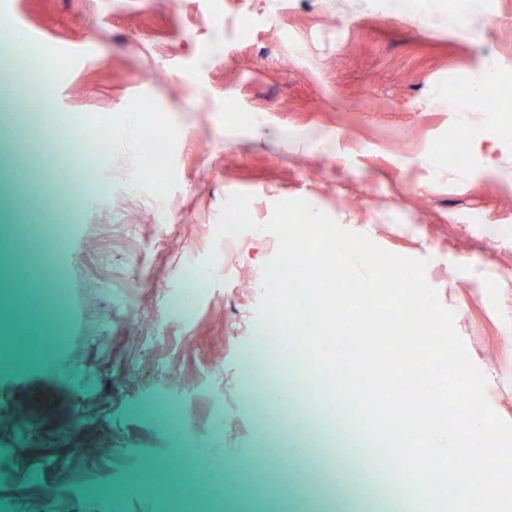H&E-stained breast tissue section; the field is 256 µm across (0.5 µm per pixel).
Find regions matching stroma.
Here are the masks:
<instances>
[{"mask_svg":"<svg viewBox=\"0 0 512 512\" xmlns=\"http://www.w3.org/2000/svg\"><path fill=\"white\" fill-rule=\"evenodd\" d=\"M429 17L395 0H0L38 43L15 51L51 67L57 101L108 146L83 192L67 246L49 255L68 306L50 352L0 356V512H159L160 499L207 492L260 503L296 499L332 461L310 440L305 461L260 457L298 428L296 414L257 412L268 367L256 311L268 233L208 250L225 200L252 195V217L302 199L397 255L427 260V283L486 396L512 423V135L490 105L483 137L448 165L455 106L441 92L483 65L512 79V0H429ZM96 38L98 51L80 52ZM299 46L289 54V46ZM140 117L139 135H115ZM157 135L173 179L146 171ZM195 270L204 285L185 287ZM109 435L114 447L85 449ZM207 448L201 478L168 463L184 436ZM117 488L113 502L88 485Z\"/></svg>","mask_w":512,"mask_h":512,"instance_id":"stroma-1","label":"stroma"}]
</instances>
